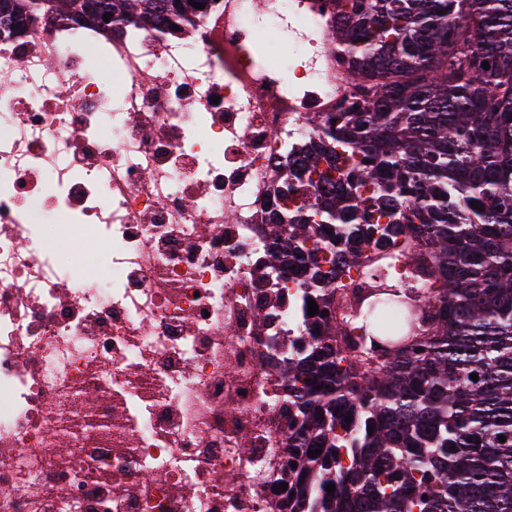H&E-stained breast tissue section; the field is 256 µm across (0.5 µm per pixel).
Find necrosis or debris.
Masks as SVG:
<instances>
[{
	"mask_svg": "<svg viewBox=\"0 0 512 512\" xmlns=\"http://www.w3.org/2000/svg\"><path fill=\"white\" fill-rule=\"evenodd\" d=\"M333 5L0 33V512H284L261 359L310 317L266 216L352 93ZM380 271L348 268L338 319Z\"/></svg>",
	"mask_w": 512,
	"mask_h": 512,
	"instance_id": "obj_1",
	"label": "necrosis or debris"
}]
</instances>
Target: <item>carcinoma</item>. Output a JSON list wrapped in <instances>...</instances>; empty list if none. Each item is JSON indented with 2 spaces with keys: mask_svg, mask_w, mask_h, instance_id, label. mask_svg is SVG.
<instances>
[{
  "mask_svg": "<svg viewBox=\"0 0 512 512\" xmlns=\"http://www.w3.org/2000/svg\"><path fill=\"white\" fill-rule=\"evenodd\" d=\"M190 2L0 0V27L64 12L166 27ZM338 3L329 46L354 92L285 167L278 193L313 202L267 213L288 232L269 267L295 266L319 309L288 357V512H512V0ZM413 239L434 298L384 275L358 335L322 316L352 260L414 267L390 252Z\"/></svg>",
  "mask_w": 512,
  "mask_h": 512,
  "instance_id": "cac0c4a2",
  "label": "carcinoma"
}]
</instances>
